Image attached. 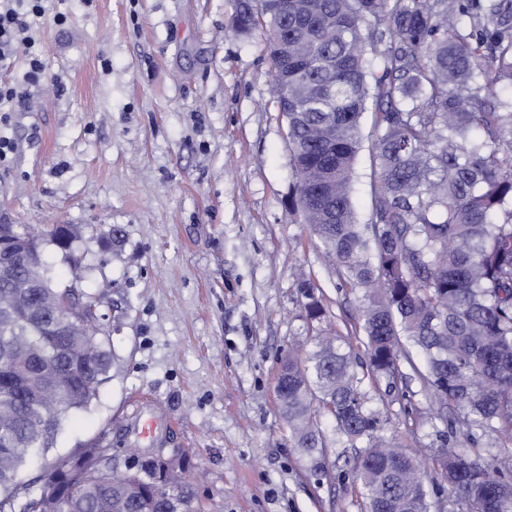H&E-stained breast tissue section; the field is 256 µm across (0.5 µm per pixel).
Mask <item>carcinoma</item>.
Segmentation results:
<instances>
[{
    "label": "carcinoma",
    "instance_id": "carcinoma-1",
    "mask_svg": "<svg viewBox=\"0 0 512 512\" xmlns=\"http://www.w3.org/2000/svg\"><path fill=\"white\" fill-rule=\"evenodd\" d=\"M230 29L261 28L275 107L288 125L291 209L309 225L336 287L364 290L358 334L322 329L312 348L279 359L276 397L295 448L332 478L322 420L338 448H358L352 476L366 512H430L427 474L368 406L364 380L395 392L406 365L435 401L443 429L435 466L443 512H512V0H232ZM371 114L373 203L352 202L361 127ZM18 233L70 259L71 224ZM38 288L24 284L31 274ZM0 276V512H193L190 460L142 466L156 481L112 468L73 485L48 472L24 480L54 448L68 417L108 381L112 339L98 300L61 288L52 263ZM312 320L325 309L301 277ZM364 348L359 376L353 343Z\"/></svg>",
    "mask_w": 512,
    "mask_h": 512
}]
</instances>
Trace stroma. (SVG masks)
Returning <instances> with one entry per match:
<instances>
[{
	"mask_svg": "<svg viewBox=\"0 0 512 512\" xmlns=\"http://www.w3.org/2000/svg\"><path fill=\"white\" fill-rule=\"evenodd\" d=\"M42 5L32 36L49 76L0 122L13 146L0 215L79 228L114 356L57 452L102 437L123 468L134 453L185 451L201 512H364L356 449H337L331 480L318 478L277 404L279 358L309 349L319 327L351 333L363 291L337 287L288 208L287 127L261 32H231L230 0ZM372 144L363 127L352 193L363 222ZM300 269L320 287L323 321L307 316ZM366 391L387 434L430 464L435 404L418 381Z\"/></svg>",
	"mask_w": 512,
	"mask_h": 512,
	"instance_id": "obj_1",
	"label": "stroma"
}]
</instances>
